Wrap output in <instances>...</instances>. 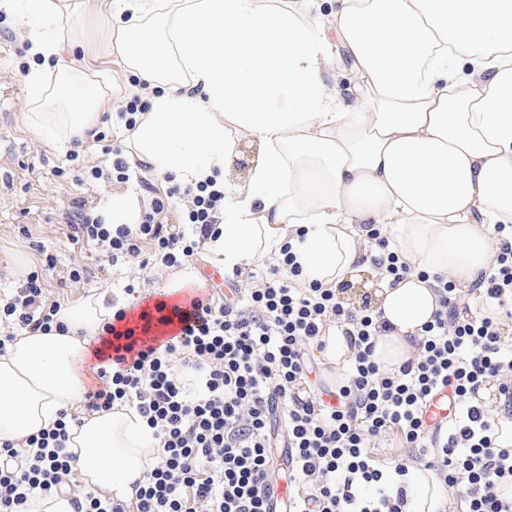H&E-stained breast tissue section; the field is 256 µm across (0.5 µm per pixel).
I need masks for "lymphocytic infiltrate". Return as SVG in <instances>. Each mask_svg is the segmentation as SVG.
<instances>
[{
  "instance_id": "lymphocytic-infiltrate-1",
  "label": "lymphocytic infiltrate",
  "mask_w": 512,
  "mask_h": 512,
  "mask_svg": "<svg viewBox=\"0 0 512 512\" xmlns=\"http://www.w3.org/2000/svg\"><path fill=\"white\" fill-rule=\"evenodd\" d=\"M148 192L138 224H108L89 217L84 200L73 202L70 239L93 246L112 265L138 263L177 269L220 234L224 191L214 181L169 187L183 195L190 229L172 232L159 222L163 198ZM498 238L477 297L447 285L414 359L397 372L374 361L384 325L370 305L352 309L340 289L305 281L292 255L260 272L233 269L240 278L237 302L201 289L196 316L180 314L179 336L140 345L133 358L99 360L81 410H64L53 428L24 442L0 445V512H22L29 495L69 493L73 512H269L272 427H286L294 494L289 512H402L404 489H392L394 463L381 470L371 455L390 438L417 449L427 468L448 488H462L467 512H512V448L499 447L501 418L474 396L496 380L512 403V225H497ZM45 255L43 272L31 271L0 302V355L23 332L63 329L60 302L48 301L44 271L57 267ZM333 326L354 347L335 404L298 394L314 371L313 352ZM452 411L447 425L429 429L424 411L439 389ZM134 409L152 429L160 452L136 490L134 506L93 488L70 483L76 456L67 446L82 413L115 405Z\"/></svg>"
}]
</instances>
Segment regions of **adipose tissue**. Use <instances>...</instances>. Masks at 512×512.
I'll use <instances>...</instances> for the list:
<instances>
[{
  "mask_svg": "<svg viewBox=\"0 0 512 512\" xmlns=\"http://www.w3.org/2000/svg\"><path fill=\"white\" fill-rule=\"evenodd\" d=\"M310 0H106L118 20L109 49L148 90L131 134L141 162L181 185L224 186L213 260L257 265L290 245L305 277L348 281L375 252L378 224L412 274L382 284L387 332L373 358L395 372L439 308V283L466 288L485 270L495 227L512 224V0H341L328 29ZM27 30L24 77L32 128L49 144L85 140L102 89L87 86L62 22L72 0H0ZM355 75L350 93L324 81L328 40ZM189 76L182 84L178 72ZM77 101L52 112L54 101ZM258 143L248 179L224 181L243 139ZM124 299L62 304V332L25 333L0 356V443L52 428L81 401L98 340ZM74 478L118 501L158 454L146 422L115 407L70 432ZM403 512H445L433 471L394 476Z\"/></svg>",
  "mask_w": 512,
  "mask_h": 512,
  "instance_id": "obj_1",
  "label": "adipose tissue"
}]
</instances>
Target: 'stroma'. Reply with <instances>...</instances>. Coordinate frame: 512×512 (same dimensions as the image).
Returning <instances> with one entry per match:
<instances>
[{"label": "stroma", "instance_id": "stroma-1", "mask_svg": "<svg viewBox=\"0 0 512 512\" xmlns=\"http://www.w3.org/2000/svg\"><path fill=\"white\" fill-rule=\"evenodd\" d=\"M102 0H79V8L65 17L64 30L74 44L79 61L88 63L89 73L99 85L111 88L112 100L101 110L96 130L105 132L112 143L130 151L131 140L116 114L136 88L119 57L106 56L111 32L102 23ZM25 33L14 17L0 11V293L15 287L25 273L41 266L43 253L62 259L60 266L47 272L45 286L50 300L74 301L92 292L122 293L127 279L140 282V298L161 301V289L183 279L185 274L200 278L212 268L207 250H200L184 270L163 266L147 269L130 264L115 268L99 259L96 249L76 247L67 238V217L76 198H84L95 213L112 216V197L139 192L136 180L125 183L89 180L76 183L77 175L92 167L111 172L112 158L96 141L61 150L44 143L29 125L28 102L23 67ZM77 160H70V153ZM85 264L88 276L80 282L68 281L67 261Z\"/></svg>", "mask_w": 512, "mask_h": 512}]
</instances>
